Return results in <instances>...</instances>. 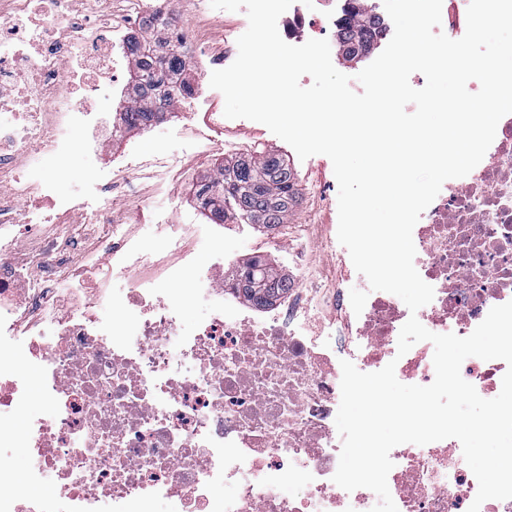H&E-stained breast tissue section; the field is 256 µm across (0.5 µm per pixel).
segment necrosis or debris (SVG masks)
<instances>
[{
	"label": "necrosis or debris",
	"mask_w": 512,
	"mask_h": 512,
	"mask_svg": "<svg viewBox=\"0 0 512 512\" xmlns=\"http://www.w3.org/2000/svg\"><path fill=\"white\" fill-rule=\"evenodd\" d=\"M0 0V411L25 420L0 425V451L40 457L26 478L0 460V512H371L376 495L332 480L340 455L335 418L341 374L334 350L376 372L417 385L435 378L428 342L398 355L410 314L388 292L369 294L354 314L349 294L326 270L290 277L274 313L246 315L234 261L215 249L194 261L197 230L176 225L154 250L110 218L115 197H136L147 179L163 187L176 158L160 153L136 173L107 184L93 212L75 218L50 182L24 178V165H62L71 129L107 151L115 130L105 110L87 106L102 85L122 84L135 58L126 41L154 16L155 0ZM353 0H295L278 31L292 45L337 30ZM204 33L181 26L208 72L223 60L204 50L222 36L221 10L195 0ZM36 210L44 225L31 223ZM414 266L434 289L419 309L431 332L470 335L489 310L512 301V114L499 122L482 161L447 180L413 229ZM125 278L114 292L89 287L84 271ZM215 299L203 324L182 314L198 296ZM112 309L111 321L96 313ZM335 313V349L309 331ZM42 374L41 410L18 372ZM503 360H466L464 380L479 395L499 394ZM458 440L392 449L388 486L398 512H467L478 483L457 459ZM235 487L222 502L211 492Z\"/></svg>",
	"instance_id": "1"
}]
</instances>
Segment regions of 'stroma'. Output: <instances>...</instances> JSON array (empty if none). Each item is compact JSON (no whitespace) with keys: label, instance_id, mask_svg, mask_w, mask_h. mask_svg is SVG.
I'll return each instance as SVG.
<instances>
[{"label":"stroma","instance_id":"35a3bbf8","mask_svg":"<svg viewBox=\"0 0 512 512\" xmlns=\"http://www.w3.org/2000/svg\"><path fill=\"white\" fill-rule=\"evenodd\" d=\"M224 106L222 93L209 88L192 104L168 111L163 122L150 130L123 132L113 138L111 148L104 153L74 149L63 168H47L39 176L51 181L59 195L91 212L97 206L101 185L113 177V165H134L159 151L178 157L186 169L178 180L161 189L144 188L140 197L115 203L116 208L134 214L135 220L129 226L131 235L159 249L163 246L158 234L160 226L207 221L194 199V188L197 182L214 175V159L201 154L203 144L214 138L232 145V153L223 157L227 163L235 161V149L253 146L262 152H277L288 162L301 198L289 211L287 223H337L338 184L331 160L320 154L299 159L294 149L265 125L243 118L223 119ZM222 242L226 255L237 262L259 257L283 273L295 271L287 247L275 244L269 229L262 226L226 222Z\"/></svg>","mask_w":512,"mask_h":512}]
</instances>
